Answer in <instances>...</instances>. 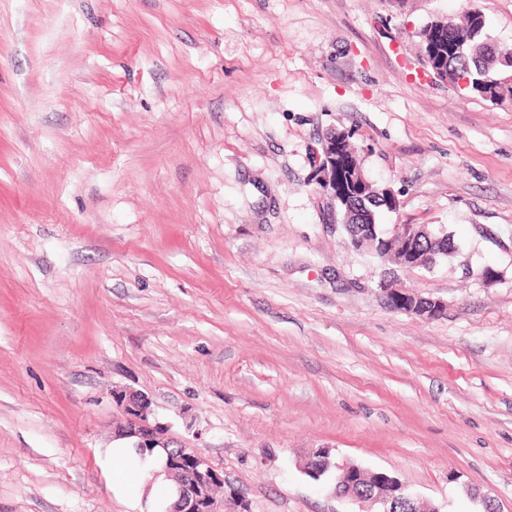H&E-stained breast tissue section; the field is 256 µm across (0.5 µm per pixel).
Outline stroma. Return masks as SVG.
<instances>
[{
  "label": "stroma",
  "mask_w": 512,
  "mask_h": 512,
  "mask_svg": "<svg viewBox=\"0 0 512 512\" xmlns=\"http://www.w3.org/2000/svg\"><path fill=\"white\" fill-rule=\"evenodd\" d=\"M471 9L512 46V0H0V512H141L100 455L119 392L224 512H354L303 473L321 447L512 512V98L419 53ZM333 129L395 192L382 223L453 232L395 272L440 317L325 223ZM349 132H333L320 142V150H316L312 181L319 187L329 188L336 183V140L346 138ZM380 287L388 305L394 310L425 319H434L443 314L445 305L439 300L410 293L407 288L391 280L381 281Z\"/></svg>",
  "instance_id": "stroma-1"
}]
</instances>
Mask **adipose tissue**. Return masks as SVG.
<instances>
[{
  "label": "adipose tissue",
  "instance_id": "1",
  "mask_svg": "<svg viewBox=\"0 0 512 512\" xmlns=\"http://www.w3.org/2000/svg\"><path fill=\"white\" fill-rule=\"evenodd\" d=\"M105 460L113 473L112 486L118 491H134L144 499L150 512H161L170 506L172 491L163 472L161 452L138 454L131 440L113 442L104 451Z\"/></svg>",
  "mask_w": 512,
  "mask_h": 512
}]
</instances>
